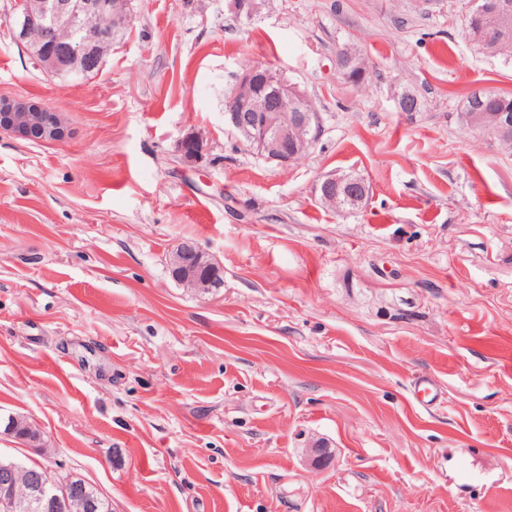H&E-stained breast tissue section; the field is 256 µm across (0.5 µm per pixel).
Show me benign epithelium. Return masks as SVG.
<instances>
[{
    "instance_id": "1",
    "label": "benign epithelium",
    "mask_w": 512,
    "mask_h": 512,
    "mask_svg": "<svg viewBox=\"0 0 512 512\" xmlns=\"http://www.w3.org/2000/svg\"><path fill=\"white\" fill-rule=\"evenodd\" d=\"M264 0H225L228 11L252 18ZM110 13L109 0H13L12 18L20 21L19 43L47 73L53 74L65 63L82 61L88 47L106 36L103 29L85 24L91 16ZM305 95L295 85L278 80L271 70L254 65L237 75L233 90L224 103V118L230 127L246 137L258 155L290 166L309 152L320 133L319 114L304 108ZM0 133L36 143L64 140L68 126L58 112L33 98L0 97ZM180 160L197 164L205 152L204 137L198 132L185 134L179 142ZM320 202L340 209L343 199L360 201L365 182L334 173L324 176L316 187ZM174 279L184 288L208 294L224 287L219 266L192 241L179 242L169 255ZM18 473L12 466L0 469V484L9 497L7 510L27 512H69L80 503L87 510L95 498L86 486L61 480L50 467L41 466L26 477L22 495H17Z\"/></svg>"
}]
</instances>
